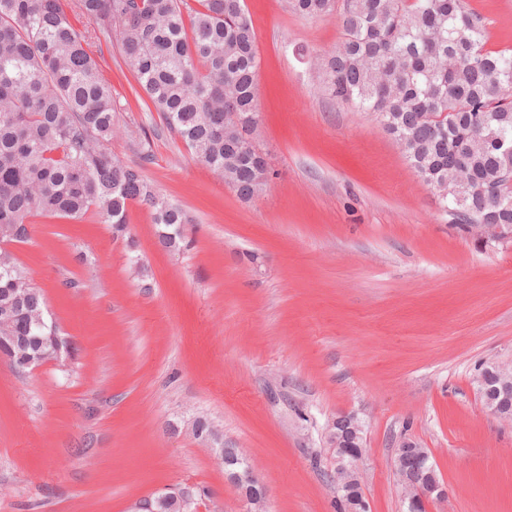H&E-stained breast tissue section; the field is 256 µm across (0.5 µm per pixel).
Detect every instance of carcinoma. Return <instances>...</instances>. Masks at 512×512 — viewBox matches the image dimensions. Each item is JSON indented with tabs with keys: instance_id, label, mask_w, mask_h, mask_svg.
I'll use <instances>...</instances> for the list:
<instances>
[{
	"instance_id": "obj_1",
	"label": "carcinoma",
	"mask_w": 512,
	"mask_h": 512,
	"mask_svg": "<svg viewBox=\"0 0 512 512\" xmlns=\"http://www.w3.org/2000/svg\"><path fill=\"white\" fill-rule=\"evenodd\" d=\"M303 17L339 14L343 39L317 58L324 91L375 114L415 173L439 186L460 229L469 215L512 224V48L489 50L466 0H289ZM118 37L165 127L244 201L267 184L258 125L256 33L244 0H0V234L31 218L93 210L122 230L148 210L159 241L185 246L187 214L141 168L112 154L119 112L91 44ZM229 121H224V114ZM14 288L39 306L13 325L49 336L41 289L0 250V304ZM42 317L46 327L33 325Z\"/></svg>"
}]
</instances>
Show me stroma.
<instances>
[{
  "instance_id": "35a3bbf8",
  "label": "stroma",
  "mask_w": 512,
  "mask_h": 512,
  "mask_svg": "<svg viewBox=\"0 0 512 512\" xmlns=\"http://www.w3.org/2000/svg\"><path fill=\"white\" fill-rule=\"evenodd\" d=\"M245 4L270 165L248 201L166 130L116 41L93 47L121 107L111 149L185 209L190 244L162 250L137 206L118 240L92 212L34 218L14 252L77 351L26 373L0 360V512H135L180 485L197 512H245L198 418L253 465L266 512H339L344 412L364 425L369 512H406L404 436L448 489L428 512H512V421L474 383L512 364V243L459 229L376 116L324 93L310 62L340 44L338 16ZM468 5L488 48L512 46V0Z\"/></svg>"
}]
</instances>
